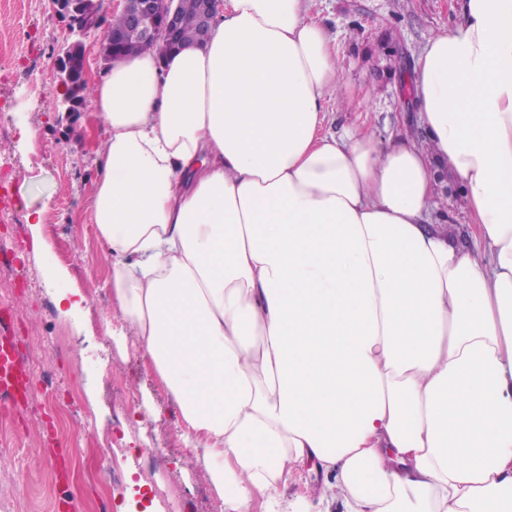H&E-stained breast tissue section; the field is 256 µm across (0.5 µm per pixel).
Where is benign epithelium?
<instances>
[{
    "mask_svg": "<svg viewBox=\"0 0 512 512\" xmlns=\"http://www.w3.org/2000/svg\"><path fill=\"white\" fill-rule=\"evenodd\" d=\"M52 9L69 21V26L86 36L100 33V44L104 58L111 59L117 53L121 42L140 39L155 45L158 54L165 56L180 48V34L192 22L199 26L208 25L218 0H199L198 10L191 19L179 9V0H117L126 24L121 30L109 31L104 22L100 0H49ZM86 72L82 42L77 41L62 49L58 58L57 74L63 88L65 112L75 111L74 98L81 83L74 80V68Z\"/></svg>",
    "mask_w": 512,
    "mask_h": 512,
    "instance_id": "7a95c632",
    "label": "benign epithelium"
}]
</instances>
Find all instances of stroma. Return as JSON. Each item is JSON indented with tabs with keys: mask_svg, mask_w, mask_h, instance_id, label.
<instances>
[{
	"mask_svg": "<svg viewBox=\"0 0 512 512\" xmlns=\"http://www.w3.org/2000/svg\"><path fill=\"white\" fill-rule=\"evenodd\" d=\"M459 0H310V18L334 40L339 77L352 92L330 109L324 130L364 128L384 137L416 127L398 78L376 80L373 50L396 34L412 64L453 24ZM0 311L23 352L37 353L28 405L0 426V512H56L61 495L46 439L57 435L88 458L92 474L71 478L80 512H224V500L189 456L173 397L142 356L105 282L108 246L91 222L95 153L102 120L83 101L62 120L55 72L60 46L74 42L48 0H0ZM37 131L34 143L20 131ZM37 212L41 224L28 222ZM48 242L35 248V235ZM81 292L79 309L59 310L61 292Z\"/></svg>",
	"mask_w": 512,
	"mask_h": 512,
	"instance_id": "stroma-1",
	"label": "stroma"
}]
</instances>
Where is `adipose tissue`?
I'll list each match as a JSON object with an SVG mask.
<instances>
[{"label": "adipose tissue", "mask_w": 512, "mask_h": 512, "mask_svg": "<svg viewBox=\"0 0 512 512\" xmlns=\"http://www.w3.org/2000/svg\"><path fill=\"white\" fill-rule=\"evenodd\" d=\"M306 13L219 0L204 43L91 79L112 295L226 512H512V0L419 54L422 142L321 135L351 93ZM440 165L468 242L431 221ZM323 474L317 471L313 464H307L303 467L299 474L295 475L289 481H287L283 488L285 498L293 499L295 496L300 494L305 485H309L311 488H316L323 481Z\"/></svg>", "instance_id": "obj_1"}]
</instances>
